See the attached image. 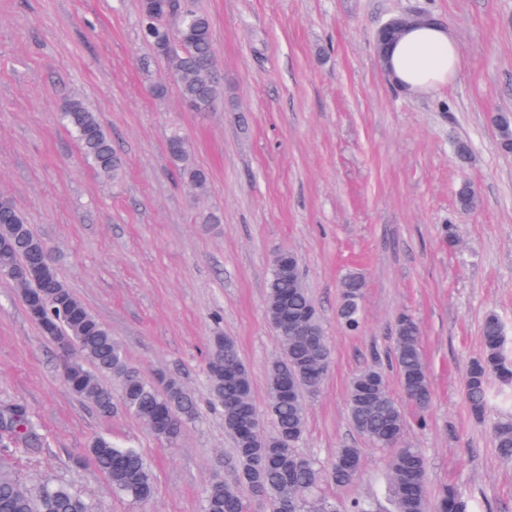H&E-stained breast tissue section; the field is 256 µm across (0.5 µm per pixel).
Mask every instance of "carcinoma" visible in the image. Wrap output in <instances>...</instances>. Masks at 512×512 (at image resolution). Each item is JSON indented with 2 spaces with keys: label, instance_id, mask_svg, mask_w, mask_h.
Here are the masks:
<instances>
[{
  "label": "carcinoma",
  "instance_id": "cac0c4a2",
  "mask_svg": "<svg viewBox=\"0 0 512 512\" xmlns=\"http://www.w3.org/2000/svg\"><path fill=\"white\" fill-rule=\"evenodd\" d=\"M167 12L180 18L174 29L146 11L141 12L140 31L145 42L163 53L172 76L173 88L194 112H211L224 100V78L217 75L209 18L198 10L195 0H168ZM62 121L75 135L85 159L104 179L121 180L123 163L112 148L97 113L82 100H70L61 113ZM500 146L512 150V116L494 118ZM167 151L177 175L196 187L206 184L205 173L191 163L190 144L178 133L167 141ZM461 210L479 203L472 186L462 185L457 193ZM0 276L24 281V296L44 299L46 322L53 335L70 340L79 356L71 359L65 382L71 393L94 404L102 413L119 401L123 409L139 419L154 435L174 441L182 427L197 418L193 394L175 379L151 381L126 358L110 329L101 322L61 279L51 266L52 287H45L40 274L44 241L27 224L11 200L0 198ZM363 284L350 275L342 282L338 316L349 332L360 327L359 302ZM266 315L281 345V355L267 369L269 401L267 413L274 428H262L261 415L252 398V377L235 341L218 334L212 338L206 373L212 404L224 417V429L234 440L239 462L235 481L215 477L202 498L201 512H248V500H262L267 512H374L369 498L356 497L339 508L327 489L351 484L360 469L352 472L339 462L355 456L360 449L339 448L329 466L299 451L306 430L304 395L316 394L329 368L331 347L309 290L302 285L298 260L286 250L272 258L265 304ZM303 316L307 332L300 341L290 331L289 317ZM483 354L469 365L465 395L470 413L481 418L492 400L512 404V396L493 390L497 381L512 384V360L505 353L504 325L490 312L481 326ZM390 360L409 401L422 412L432 402L428 369L420 349L419 327L407 316L395 324ZM110 378L119 385L118 396L102 384ZM349 417L354 428L377 448H391L385 496L392 512H469L461 492L446 486L430 493L428 463L419 448L403 443L405 418L399 404L387 390L382 370L370 366L353 378L348 395ZM12 442L36 446L41 437L27 410L15 403L0 406V431ZM496 451L501 460L512 462V414L495 425ZM87 457L112 483L115 494L137 505H146L155 494L154 474L137 448L127 447L109 435L93 437ZM0 512H94L92 505L72 488L46 482L34 495L6 472L0 473Z\"/></svg>",
  "mask_w": 512,
  "mask_h": 512
}]
</instances>
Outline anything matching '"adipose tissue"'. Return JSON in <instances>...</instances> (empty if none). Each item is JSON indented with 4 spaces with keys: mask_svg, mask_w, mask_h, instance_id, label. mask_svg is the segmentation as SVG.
Returning a JSON list of instances; mask_svg holds the SVG:
<instances>
[{
    "mask_svg": "<svg viewBox=\"0 0 512 512\" xmlns=\"http://www.w3.org/2000/svg\"><path fill=\"white\" fill-rule=\"evenodd\" d=\"M460 65V48L450 28L427 21L403 31L383 69L399 90L416 96L451 82Z\"/></svg>",
    "mask_w": 512,
    "mask_h": 512,
    "instance_id": "adipose-tissue-1",
    "label": "adipose tissue"
}]
</instances>
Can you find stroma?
<instances>
[{"label": "stroma", "instance_id": "obj_1", "mask_svg": "<svg viewBox=\"0 0 512 512\" xmlns=\"http://www.w3.org/2000/svg\"><path fill=\"white\" fill-rule=\"evenodd\" d=\"M208 15L224 74V101L191 111L172 91L165 61L140 35L141 0H0V196L47 242L59 274L149 378H174L199 417L176 441L153 435L123 408L100 415L71 394L55 345L0 277V404L23 405L34 448L0 447V465L29 489L64 484L95 512H200L214 476L234 481V441L209 403L206 362L216 333L234 339L265 410L267 365L280 342L265 314L270 261L291 250L332 349L329 373L307 402L303 452L331 462L362 451V473L341 501L383 489L389 450L351 425L352 378L386 354L401 315L421 329L432 404L403 397L404 441L422 449L430 491L455 485L470 512H512V464L495 448L494 423L469 411L464 378L496 312L512 357V152L493 117L512 114V0H196ZM449 24L459 75L408 96L384 74L378 27L400 11ZM166 93H156L157 85ZM98 113L124 162L119 184L81 157L60 123L67 100ZM180 132L207 175L176 179L166 141ZM470 154L459 162L455 148ZM470 182L480 197L459 210ZM218 223H204L207 214ZM456 243H449L448 231ZM363 281L361 324L338 319L341 282ZM98 434L139 448L156 496L146 507L116 497L85 457Z\"/></svg>", "mask_w": 512, "mask_h": 512}]
</instances>
